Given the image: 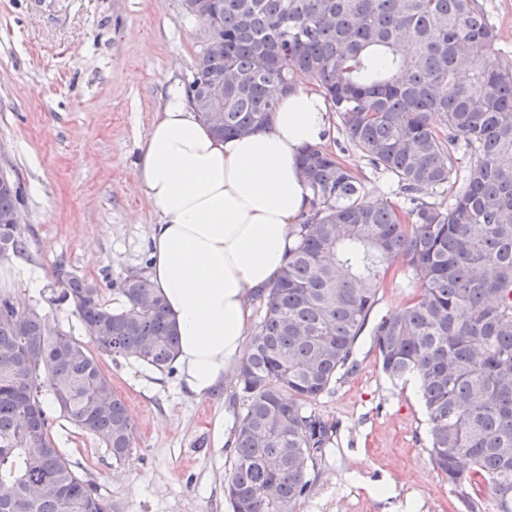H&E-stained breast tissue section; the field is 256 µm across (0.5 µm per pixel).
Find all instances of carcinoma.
Masks as SVG:
<instances>
[{
    "label": "carcinoma",
    "mask_w": 512,
    "mask_h": 512,
    "mask_svg": "<svg viewBox=\"0 0 512 512\" xmlns=\"http://www.w3.org/2000/svg\"><path fill=\"white\" fill-rule=\"evenodd\" d=\"M207 21L224 49L200 54L187 95L220 139L264 125L278 95L315 83L348 143L395 176L409 206L365 200L331 151L305 150L313 193L268 293L238 372L234 458L224 485L234 512H296L317 483L336 432L308 404L357 368L356 340L394 264L420 284L417 300L372 328L382 371L416 376L437 471L468 499L487 493L512 512V65L478 0H213ZM414 51L405 53V43ZM224 77L223 118L211 83ZM443 115L446 131L432 123ZM474 156L447 208L422 198ZM19 184L0 174V220L17 212ZM16 224L0 223V258L20 255ZM57 298L80 315L101 351L171 368L179 337L150 279L119 284L124 310L59 266ZM97 438L115 462L135 450V427L96 358L39 313L0 295V512H112L50 436L43 406Z\"/></svg>",
    "instance_id": "1"
}]
</instances>
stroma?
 Listing matches in <instances>:
<instances>
[{"label":"stroma","mask_w":512,"mask_h":512,"mask_svg":"<svg viewBox=\"0 0 512 512\" xmlns=\"http://www.w3.org/2000/svg\"><path fill=\"white\" fill-rule=\"evenodd\" d=\"M181 0H0V172L21 186L26 263L40 288H0L37 309L51 330L88 336L74 307L56 301L57 265L94 281L101 304L122 308L121 280L148 270L158 217L133 188V161L169 79L189 83L207 44ZM367 200L404 205L396 179L354 149L341 153ZM416 280L388 277L372 320L409 304ZM357 370L313 402L337 427L318 462L313 494L297 512H495L470 504L435 470L420 394L381 370L370 333L357 340ZM136 425L124 464L98 439L54 415L52 437L112 512H230L224 481L237 410L234 382L192 395L177 369L151 370L97 353Z\"/></svg>","instance_id":"stroma-1"}]
</instances>
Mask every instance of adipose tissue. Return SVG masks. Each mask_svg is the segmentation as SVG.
Here are the masks:
<instances>
[{"label": "adipose tissue", "mask_w": 512, "mask_h": 512, "mask_svg": "<svg viewBox=\"0 0 512 512\" xmlns=\"http://www.w3.org/2000/svg\"><path fill=\"white\" fill-rule=\"evenodd\" d=\"M330 126L323 96L298 88L264 127L219 140L180 82L162 94L134 172L158 216L149 275L178 329L174 364L190 393H210L236 373L249 299L273 283L311 209L299 157L325 144Z\"/></svg>", "instance_id": "ef3b65f1"}]
</instances>
